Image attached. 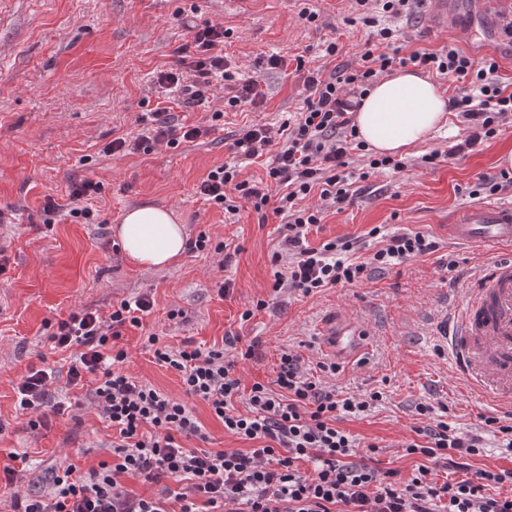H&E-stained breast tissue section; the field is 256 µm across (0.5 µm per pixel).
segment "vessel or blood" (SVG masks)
<instances>
[{
    "mask_svg": "<svg viewBox=\"0 0 512 512\" xmlns=\"http://www.w3.org/2000/svg\"><path fill=\"white\" fill-rule=\"evenodd\" d=\"M434 31L447 32L448 0H426ZM463 7L473 20L490 10L512 19V0H465ZM449 238L458 242H484L512 247V206L475 205L448 226ZM443 339L458 378L467 386L512 406V258L487 268L475 287L444 327ZM324 351L334 357L353 358L365 339L359 333L324 332Z\"/></svg>",
    "mask_w": 512,
    "mask_h": 512,
    "instance_id": "vessel-or-blood-1",
    "label": "vessel or blood"
}]
</instances>
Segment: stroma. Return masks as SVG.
<instances>
[{
	"mask_svg": "<svg viewBox=\"0 0 512 512\" xmlns=\"http://www.w3.org/2000/svg\"><path fill=\"white\" fill-rule=\"evenodd\" d=\"M305 9L315 21L302 18ZM367 15L396 29L406 54L451 44L472 56L481 48L464 19L449 21L442 35L428 27L425 10L391 20L376 0L362 11L354 0H247L237 11L225 10L224 0H0V211L7 217L0 223V258L6 261L0 274V463H8L12 452L27 454L23 490L46 493L67 466L97 465L107 459L112 440L90 388L68 385L74 355L54 348L51 323L80 310L105 317L114 303L142 294L154 305L144 327L125 328L119 341L127 352L125 373L183 398L178 373L153 357L146 342L151 333L163 346L207 348L227 337L229 354L251 349L236 370L246 391L253 383L273 382L281 354L293 351L314 377L342 393L382 392L367 416L343 419L340 426L360 443L378 444L381 465L404 479L424 462L403 450L415 428L442 420L466 434L480 427L482 417L507 411V404L461 390L436 334L452 299L506 254L489 244H452L447 228L454 215L473 206L469 192L478 178L499 175L497 156L512 149V115L501 117L493 139L453 157L452 145L466 132L449 114L430 141L403 154V171L369 174L336 205L307 197L306 205L323 208L321 224L308 234L311 246L347 238L365 259L380 246L370 235L375 228L381 235L420 232L438 244L435 252L315 295L272 289L271 259L285 233L280 218L260 215L244 202L231 215L197 192L208 172L227 162L239 163L240 179L264 181L265 159L276 146L265 158L239 160L229 143L242 129L279 126L295 111L305 96L296 57L327 73L356 64L372 32L363 22ZM207 22L230 30L217 52L240 81L255 82V102L226 107L232 91L219 81L197 100L161 84V75L177 66L180 48L192 47L196 28ZM332 41L339 50L330 56L325 48ZM273 54L285 58L284 68H270ZM160 107L172 125L201 128V136L174 148L160 143L108 152L113 139L134 140L143 113ZM430 153L436 156L431 164L423 160ZM82 181L101 186L88 200L96 223L77 224L62 212L44 228L45 200L66 204L72 185ZM144 203L171 209L187 237L206 234L210 249L185 252L176 264L153 271L113 252L115 225ZM225 283L230 291L223 295ZM260 299L266 308L242 320ZM173 310L178 318H170ZM324 323L362 329L372 339L369 352L340 361L338 371L321 370L325 357L316 336ZM39 369L54 372V394L69 410L59 415L42 407L47 425L33 430L29 414L14 408L15 388ZM421 403L433 406L430 419L417 414ZM192 408L207 438L184 439L185 447L246 449L204 403Z\"/></svg>",
	"mask_w": 512,
	"mask_h": 512,
	"instance_id": "1",
	"label": "stroma"
}]
</instances>
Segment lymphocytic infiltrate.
<instances>
[{
  "instance_id": "obj_1",
  "label": "lymphocytic infiltrate",
  "mask_w": 512,
  "mask_h": 512,
  "mask_svg": "<svg viewBox=\"0 0 512 512\" xmlns=\"http://www.w3.org/2000/svg\"><path fill=\"white\" fill-rule=\"evenodd\" d=\"M227 36L219 24L197 29L195 54L180 60L194 73V80L169 72L163 82L195 100L203 97L212 75L234 81L223 55L215 51ZM359 57L355 68L327 76L309 72L300 111L290 113L278 129L248 128L235 139L234 154L248 159L280 142L267 170L270 182L285 189L278 200L238 181V169L231 163L215 167L198 187L205 201L227 213L237 210L225 192L231 185L255 210L269 206L286 219L287 232L274 255L281 267L273 272V290L289 288L310 295L353 284L364 278L367 268L384 269L437 247L419 232L394 234L369 262L358 263L350 257L354 242L335 239L313 247L307 240L311 227L321 223L322 212L302 207V200L315 189L335 203L350 196L345 170L356 136L351 114L377 73L410 64L469 80L470 94L449 102L469 129L466 139L452 148L455 156L493 138L497 115L512 112V91L499 81L494 57L478 62L453 46L404 56L388 27L373 32ZM152 307L149 297L139 296L122 300L105 318L86 311L57 320L51 340L56 347L77 350L68 371L69 385H81L87 374L97 381L93 394L98 414L113 431L111 458L84 470L66 467L54 476L45 497L22 493L18 469L4 467L0 474L13 489V512H512V493L501 491L503 485L512 486V469L475 470L469 464L470 458L483 454L487 436L512 448V422L485 416L481 427L467 435L443 421L416 428V438L406 443L405 451L425 457L426 463L404 480L398 470L380 467L377 444L359 446L339 426L344 418L368 414L382 401L381 392L341 394L307 373L300 356L290 351L281 355L273 385L257 382L246 392L223 347L186 344L174 349L159 346L151 335L147 341L155 347V360L178 372L185 397L202 401L223 423L225 433L248 443L244 451L184 447L182 438L206 437L185 397L166 395L120 368L127 357L117 346L123 328L141 327ZM51 378V373L39 370L17 386L15 408L31 412V429L43 425L37 412L48 401ZM239 401L245 402L246 413L236 412ZM304 461L311 463V471H301ZM441 469L461 472L462 477L439 482L436 473ZM127 477L149 483L168 478L182 488L168 497L143 498L124 489Z\"/></svg>"
}]
</instances>
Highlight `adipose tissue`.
<instances>
[{
    "instance_id": "1",
    "label": "adipose tissue",
    "mask_w": 512,
    "mask_h": 512,
    "mask_svg": "<svg viewBox=\"0 0 512 512\" xmlns=\"http://www.w3.org/2000/svg\"><path fill=\"white\" fill-rule=\"evenodd\" d=\"M443 90L416 71L401 69L377 82L354 122L357 137L379 155L397 156L426 143L446 119ZM116 234L128 259L153 270L176 262L185 247V227L172 210L156 205L128 209Z\"/></svg>"
}]
</instances>
